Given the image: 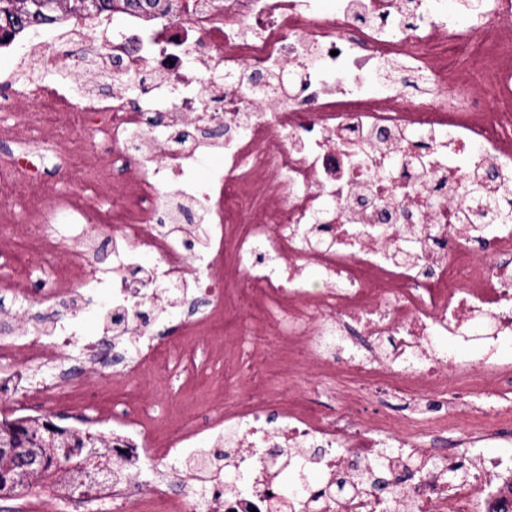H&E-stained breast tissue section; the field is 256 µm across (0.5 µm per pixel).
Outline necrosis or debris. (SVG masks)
Here are the masks:
<instances>
[{
  "label": "necrosis or debris",
  "instance_id": "1",
  "mask_svg": "<svg viewBox=\"0 0 512 512\" xmlns=\"http://www.w3.org/2000/svg\"><path fill=\"white\" fill-rule=\"evenodd\" d=\"M393 2L337 0L328 11L320 0H188L174 21L127 30L103 16L34 31L23 55L39 78L0 77V194L26 202L20 214L0 197V294L85 314L108 290L113 313L135 319L115 328L133 334L135 353L120 356L126 375L98 414L114 424L126 474L148 475L150 512H496L512 501V432L479 401L512 386V22L505 0H479L465 28L445 0H414L409 19ZM90 46L111 63L116 91L75 100L50 75L63 57L82 73ZM389 62L396 76L380 79ZM98 133L111 149L94 148ZM213 139L224 168L200 186L191 174ZM51 146L66 149L60 189L43 179ZM118 162L129 169L119 185ZM487 172L494 188L472 191ZM174 198L209 214L204 246L162 231ZM48 224L83 230L53 238ZM93 224L113 228L111 266L90 260ZM66 248L70 261L38 274ZM143 252L156 257L151 269ZM189 284L207 313L154 343L142 307ZM219 334L215 412L158 435L139 372L181 363L186 337ZM444 335L480 336L483 348L460 361L435 350ZM97 349L63 314L44 335L0 338V404L26 409L11 399L19 361L77 404L60 363ZM390 392L434 407L391 417L370 402ZM462 422L466 445L495 440L508 452L463 467L446 451ZM206 429L237 455L231 474L182 497L159 492L175 449ZM274 448L289 449L286 462ZM412 457L418 467L396 479ZM310 471L320 484L305 482ZM373 472L383 489L364 486ZM339 476L356 494L312 508Z\"/></svg>",
  "mask_w": 512,
  "mask_h": 512
}]
</instances>
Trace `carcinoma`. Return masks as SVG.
<instances>
[{
    "instance_id": "obj_1",
    "label": "carcinoma",
    "mask_w": 512,
    "mask_h": 512,
    "mask_svg": "<svg viewBox=\"0 0 512 512\" xmlns=\"http://www.w3.org/2000/svg\"><path fill=\"white\" fill-rule=\"evenodd\" d=\"M181 0H0V31L18 36L62 20L67 15L123 14L144 21L171 20ZM0 448H33L45 461L41 475L20 479L0 476V495L22 497L50 489L61 478L73 474L84 478L75 486L80 495L98 492V483L87 481L88 470L97 469L117 477L123 462L112 458V450L100 433L60 427L37 419H0Z\"/></svg>"
}]
</instances>
